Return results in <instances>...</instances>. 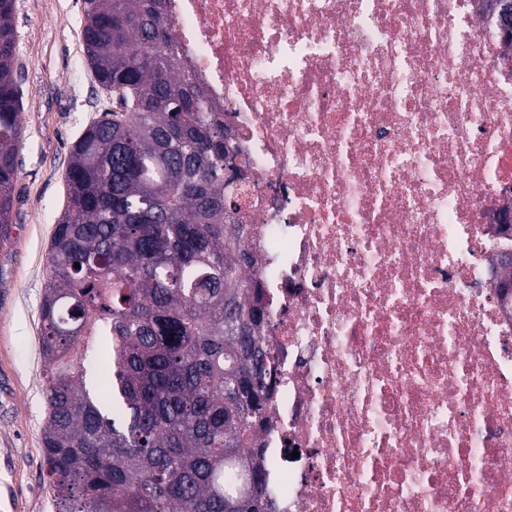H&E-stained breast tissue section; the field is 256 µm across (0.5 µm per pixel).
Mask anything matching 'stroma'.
Masks as SVG:
<instances>
[{
    "instance_id": "35a3bbf8",
    "label": "stroma",
    "mask_w": 512,
    "mask_h": 512,
    "mask_svg": "<svg viewBox=\"0 0 512 512\" xmlns=\"http://www.w3.org/2000/svg\"><path fill=\"white\" fill-rule=\"evenodd\" d=\"M12 25L23 136L0 241V512H60L42 442L41 301L71 147L109 94L86 61L82 0H15Z\"/></svg>"
}]
</instances>
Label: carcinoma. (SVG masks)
<instances>
[{
	"instance_id": "cac0c4a2",
	"label": "carcinoma",
	"mask_w": 512,
	"mask_h": 512,
	"mask_svg": "<svg viewBox=\"0 0 512 512\" xmlns=\"http://www.w3.org/2000/svg\"><path fill=\"white\" fill-rule=\"evenodd\" d=\"M112 95L75 141L41 302L47 475L63 512H261L265 303L228 203L226 125L184 77L168 0H82ZM14 0H0V237L23 132ZM80 267H74V264ZM108 353L94 397L86 352Z\"/></svg>"
}]
</instances>
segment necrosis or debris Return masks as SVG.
Returning a JSON list of instances; mask_svg holds the SVG:
<instances>
[{"mask_svg": "<svg viewBox=\"0 0 512 512\" xmlns=\"http://www.w3.org/2000/svg\"><path fill=\"white\" fill-rule=\"evenodd\" d=\"M229 125L275 512H512V49L488 0H169Z\"/></svg>", "mask_w": 512, "mask_h": 512, "instance_id": "1", "label": "necrosis or debris"}]
</instances>
